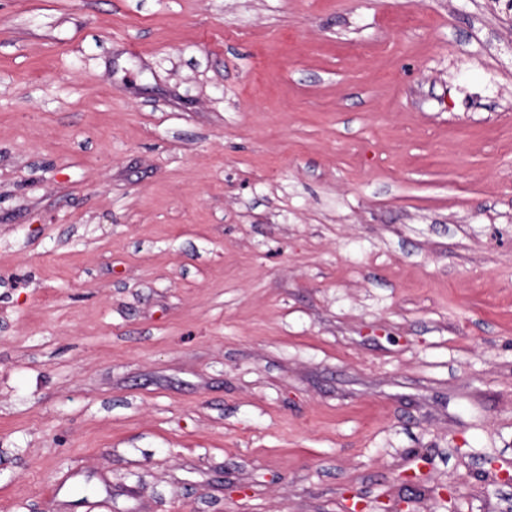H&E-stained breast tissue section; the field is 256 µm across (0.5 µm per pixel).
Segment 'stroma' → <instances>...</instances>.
<instances>
[{
    "label": "stroma",
    "instance_id": "obj_1",
    "mask_svg": "<svg viewBox=\"0 0 512 512\" xmlns=\"http://www.w3.org/2000/svg\"><path fill=\"white\" fill-rule=\"evenodd\" d=\"M509 44L0 0V512H512Z\"/></svg>",
    "mask_w": 512,
    "mask_h": 512
}]
</instances>
